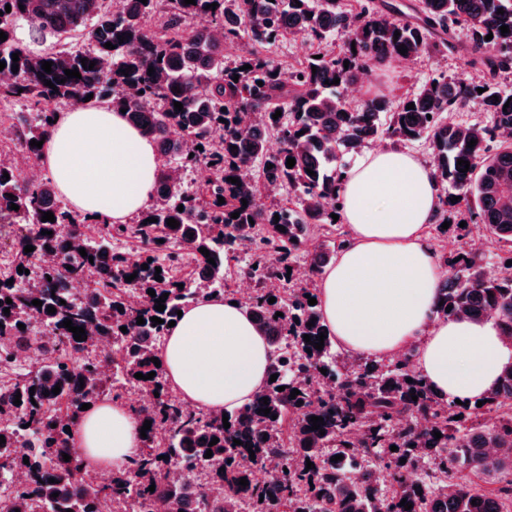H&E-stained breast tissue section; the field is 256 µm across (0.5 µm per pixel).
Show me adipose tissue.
I'll use <instances>...</instances> for the list:
<instances>
[{
    "instance_id": "obj_1",
    "label": "adipose tissue",
    "mask_w": 512,
    "mask_h": 512,
    "mask_svg": "<svg viewBox=\"0 0 512 512\" xmlns=\"http://www.w3.org/2000/svg\"><path fill=\"white\" fill-rule=\"evenodd\" d=\"M40 161L72 210L112 224L151 204L161 169L153 141L98 102L59 113ZM338 194L350 244L321 273L318 289L336 346L382 360L408 350L440 399L487 395L512 364V344L495 321L435 312L444 271L425 235L439 209L431 168L396 146L370 151ZM157 357L185 402L220 412L265 385L270 347L245 304L213 297L183 310ZM71 443L84 470H119L142 446L141 421L123 404L99 401L78 418Z\"/></svg>"
}]
</instances>
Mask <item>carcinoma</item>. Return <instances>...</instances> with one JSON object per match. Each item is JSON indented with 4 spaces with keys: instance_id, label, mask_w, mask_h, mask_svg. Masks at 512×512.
Returning <instances> with one entry per match:
<instances>
[{
    "instance_id": "1",
    "label": "carcinoma",
    "mask_w": 512,
    "mask_h": 512,
    "mask_svg": "<svg viewBox=\"0 0 512 512\" xmlns=\"http://www.w3.org/2000/svg\"><path fill=\"white\" fill-rule=\"evenodd\" d=\"M106 2L0 0V30L8 35L0 41V62L9 72L19 65L12 82L0 83V105L23 103L35 112L33 119L22 116L9 126L11 139L30 157L40 158L41 149L30 141L45 138L52 127L48 119L55 118L44 105L91 94L115 110H126L127 122L153 140L167 164L188 170L204 163L210 166V177L194 191L177 183L172 172L161 171L154 202L137 223L112 224L111 232L96 240L82 230L91 218L71 210L52 180H26L0 163V221L26 229L14 243L20 262L0 272V372L13 369L18 355L33 347L45 354L39 367L0 386V415L8 417L0 425L5 438L0 483L12 481L19 470L29 476V482L14 485L6 512H96L104 499L112 500L120 512H148L159 492L170 512H239L244 499L253 512H512V453L488 452L512 448V365L481 398L480 407L437 398L407 358L385 362L361 357L343 368L332 338L324 339L323 349H315L326 328L319 305L308 304V298L317 297L312 275L347 240H330L312 256L311 277L287 275L303 239L336 225L332 215L341 207L337 187L346 173L344 156L375 140L428 144L442 190L436 230L448 221V208L454 206L450 198L456 196L466 202L474 227L512 246V143L502 141L500 134L512 131V94L498 87L499 78L512 71V0H418L411 19L396 17L394 7L376 0H363L356 11L343 7L341 0H196L194 5L184 0H122L115 10ZM214 2L216 9L206 8ZM500 8L504 13H498ZM199 13L224 29L222 38L185 26L187 18ZM153 17L159 24L152 29L148 21ZM19 20L41 36L78 37L84 48L32 55L15 41ZM503 25L509 27L505 35ZM460 28L467 31L469 65L477 79L463 82L440 71L395 106L374 96L350 109L337 96L339 88L357 82L372 63L444 55L455 48ZM295 30L323 45V51L321 58L312 56L284 72L269 62L263 49ZM336 35L343 40L338 52ZM107 42L113 48H105ZM402 44L405 54L398 51ZM230 48L240 51L232 60L226 55ZM14 53L19 54L16 63ZM83 58L96 62L94 68L82 67ZM44 61L53 62L49 74L42 69ZM246 64L250 68L245 70ZM66 69L78 70L81 78H66ZM335 78L339 83H331ZM47 80L57 89L46 86ZM479 88L484 92H477ZM176 102L183 104L182 110L174 108ZM410 103L414 108H407ZM469 105L487 112L489 120L456 123L453 112ZM278 110L282 115L275 120L272 115ZM184 133L197 145L190 152L181 142ZM270 137L280 143L276 152L267 147ZM472 139L476 144L471 148ZM289 157L295 159L292 168L286 166ZM460 159L470 162L469 171L459 172ZM5 172L9 177H3ZM257 172L288 189L293 206L268 209L253 200L247 183ZM229 177L241 185L227 181ZM13 203L19 210L10 209ZM48 211L55 221H42ZM235 211L239 217L233 219ZM152 217L155 222H147ZM169 218L179 226H167ZM43 230L50 234H41ZM470 233L467 226L458 228L455 272L439 287L442 305L437 311L450 319L494 318L512 342V254L506 257L511 265L505 272L489 276L486 255L472 246ZM123 237L142 246L135 267L112 244ZM27 245L35 250L24 252ZM182 247L200 269L191 281L172 275ZM202 247L209 256L199 252ZM81 248L87 256L80 255ZM47 252L59 262L27 263ZM241 255L247 263L238 267V274L255 283L247 306L267 338L269 374L277 379L233 411L204 413L173 394L163 368L152 359L170 331L169 322L179 320L177 311L224 295L231 262ZM209 257L215 264L207 262ZM20 266L29 273H18ZM157 267L159 281L154 279ZM133 273L137 277L126 281ZM73 278L90 288L92 301L78 302L69 294L67 281ZM271 278L288 282L284 294L266 288ZM10 279L13 283L6 284ZM134 289L145 295L155 291L148 306L133 299ZM165 293V309L159 312L155 300ZM272 297L276 301L270 304ZM34 299L42 306H34ZM49 306L56 313H48ZM7 307L10 313L5 314ZM139 316L145 323L137 324ZM153 317L164 323L154 324ZM67 319L85 329L86 340L73 338L63 326ZM20 323L25 328H18ZM306 334L309 343L303 339ZM99 342L120 343L106 371L88 354ZM150 372L155 376L148 380L134 377ZM57 385L60 392L55 394ZM127 385L147 391L149 408L136 410L141 420L152 421L143 446L127 468L112 472L104 482L84 483L83 461L65 427L73 425L83 404L106 395L118 400ZM295 389L300 394L292 398ZM47 390L50 394L43 395ZM18 393L21 404L15 405ZM266 407L268 416L260 413ZM313 416L324 419L325 434L309 430ZM436 432L441 438L434 437ZM214 437L219 442L212 446ZM236 439L242 444H234ZM393 445L398 450H391ZM208 450L210 458L205 457ZM64 453L71 456L67 462ZM336 455L342 459L333 460ZM275 458L281 465L273 483L251 480L255 467ZM425 459L433 463L439 479L459 467L478 476L496 475L501 486L486 492L458 482L443 501L435 489L413 479ZM309 461L315 468H307ZM174 467L205 478L195 497L170 479ZM243 477L246 487L239 485ZM403 499L412 503L410 510L400 506Z\"/></svg>"
}]
</instances>
